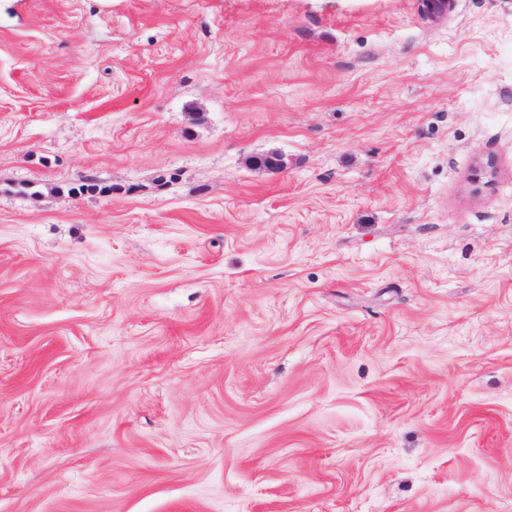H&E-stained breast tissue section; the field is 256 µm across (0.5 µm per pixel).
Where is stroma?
Instances as JSON below:
<instances>
[{
	"label": "stroma",
	"instance_id": "obj_1",
	"mask_svg": "<svg viewBox=\"0 0 512 512\" xmlns=\"http://www.w3.org/2000/svg\"><path fill=\"white\" fill-rule=\"evenodd\" d=\"M0 512H512V0H0Z\"/></svg>",
	"mask_w": 512,
	"mask_h": 512
}]
</instances>
